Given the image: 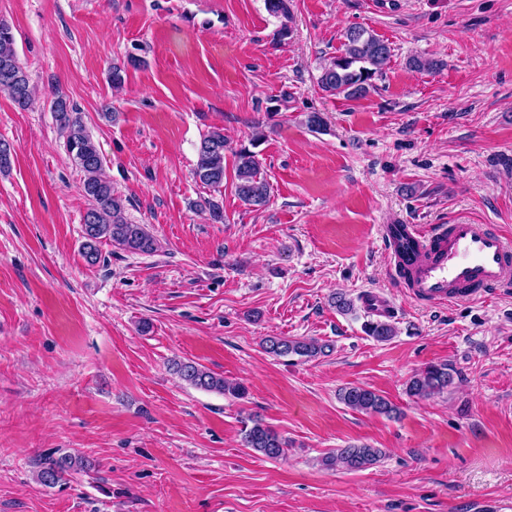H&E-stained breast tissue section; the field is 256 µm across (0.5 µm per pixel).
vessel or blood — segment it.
Masks as SVG:
<instances>
[{
    "label": "vessel or blood",
    "mask_w": 512,
    "mask_h": 512,
    "mask_svg": "<svg viewBox=\"0 0 512 512\" xmlns=\"http://www.w3.org/2000/svg\"><path fill=\"white\" fill-rule=\"evenodd\" d=\"M384 240L399 287L416 302L479 301L512 288V242L490 225L390 224Z\"/></svg>",
    "instance_id": "1"
}]
</instances>
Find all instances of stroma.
<instances>
[{"label": "stroma", "instance_id": "1", "mask_svg": "<svg viewBox=\"0 0 512 512\" xmlns=\"http://www.w3.org/2000/svg\"><path fill=\"white\" fill-rule=\"evenodd\" d=\"M0 0L34 91L0 92V512H512V291L447 305L408 300L389 270L387 224L494 225L512 241V0ZM288 25L281 40L277 32ZM391 47L365 97L319 90L351 25ZM442 60L436 74L409 56ZM124 82L113 88V67ZM80 112L151 255L80 246L83 174L51 109ZM322 113L314 132L308 112ZM272 120L257 158L271 185L247 208L232 177L224 221L195 209L196 148L213 126L233 149ZM394 302V338L367 336L360 306ZM356 300L337 312L331 297ZM268 336L315 338L329 356L268 354ZM193 361L245 398L174 374ZM454 370L417 399L411 376ZM371 388L399 413L338 398ZM259 417L288 441L243 447ZM383 449L357 472L317 463L334 448ZM97 464L65 487L37 479L48 456ZM448 364H429L415 373L407 382V393L419 399H429L447 393L453 385V374Z\"/></svg>", "mask_w": 512, "mask_h": 512}]
</instances>
